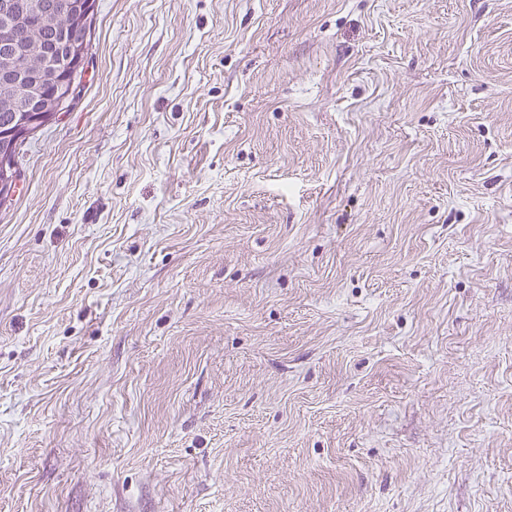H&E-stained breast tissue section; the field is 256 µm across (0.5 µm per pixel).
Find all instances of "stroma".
<instances>
[{
	"instance_id": "35a3bbf8",
	"label": "stroma",
	"mask_w": 512,
	"mask_h": 512,
	"mask_svg": "<svg viewBox=\"0 0 512 512\" xmlns=\"http://www.w3.org/2000/svg\"><path fill=\"white\" fill-rule=\"evenodd\" d=\"M0 208V512H512V0H99Z\"/></svg>"
}]
</instances>
